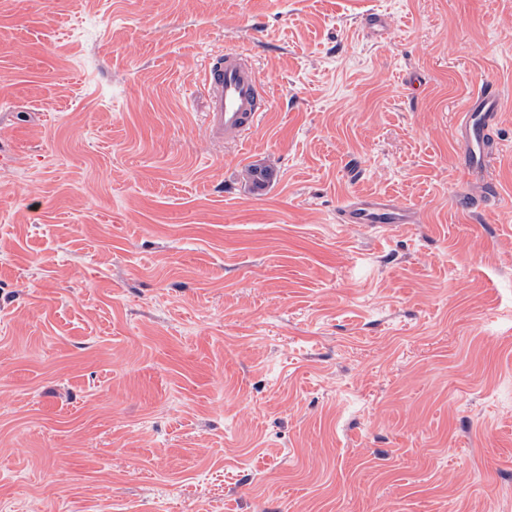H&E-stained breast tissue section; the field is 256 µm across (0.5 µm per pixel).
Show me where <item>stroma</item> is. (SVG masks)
I'll return each instance as SVG.
<instances>
[{"label": "stroma", "instance_id": "35a3bbf8", "mask_svg": "<svg viewBox=\"0 0 512 512\" xmlns=\"http://www.w3.org/2000/svg\"><path fill=\"white\" fill-rule=\"evenodd\" d=\"M2 147L0 512H512V0H0ZM203 83L209 98L205 129L214 138L241 143L270 111L263 76L239 50L211 56L204 68ZM497 93L494 86L483 85L467 100L456 126V135L463 145L466 168L481 173L492 157L488 139L497 123ZM340 224H372L388 231H403L417 224L412 209L386 197L352 196L336 211Z\"/></svg>", "mask_w": 512, "mask_h": 512}]
</instances>
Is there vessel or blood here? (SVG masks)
I'll list each match as a JSON object with an SVG mask.
<instances>
[{"mask_svg": "<svg viewBox=\"0 0 512 512\" xmlns=\"http://www.w3.org/2000/svg\"><path fill=\"white\" fill-rule=\"evenodd\" d=\"M203 83L209 98L205 128L214 138L242 142L270 110L263 76L239 50L229 49L211 56L204 68ZM497 118L496 90L492 85H483L467 100L456 126L464 164L472 173H481L492 157L488 139ZM336 221L371 224L395 232L407 229L416 217L412 209L389 198L353 196L337 210Z\"/></svg>", "mask_w": 512, "mask_h": 512, "instance_id": "obj_1", "label": "vessel or blood"}]
</instances>
